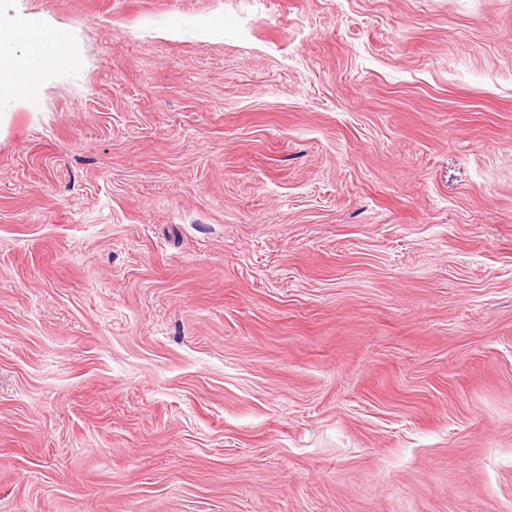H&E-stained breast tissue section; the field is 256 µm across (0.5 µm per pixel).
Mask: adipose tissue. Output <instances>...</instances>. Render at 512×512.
I'll return each instance as SVG.
<instances>
[{"mask_svg": "<svg viewBox=\"0 0 512 512\" xmlns=\"http://www.w3.org/2000/svg\"><path fill=\"white\" fill-rule=\"evenodd\" d=\"M61 51V42H45L39 30L16 21L0 36V100L26 91L55 64Z\"/></svg>", "mask_w": 512, "mask_h": 512, "instance_id": "1", "label": "adipose tissue"}]
</instances>
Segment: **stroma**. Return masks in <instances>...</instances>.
Returning a JSON list of instances; mask_svg holds the SVG:
<instances>
[{
	"label": "stroma",
	"instance_id": "35a3bbf8",
	"mask_svg": "<svg viewBox=\"0 0 512 512\" xmlns=\"http://www.w3.org/2000/svg\"><path fill=\"white\" fill-rule=\"evenodd\" d=\"M16 18L0 512H512V0ZM9 29L0 38V101L28 90L31 83L55 64L62 51L60 40L43 42L40 31L23 20H17ZM21 48L25 49V55L19 60Z\"/></svg>",
	"mask_w": 512,
	"mask_h": 512
}]
</instances>
